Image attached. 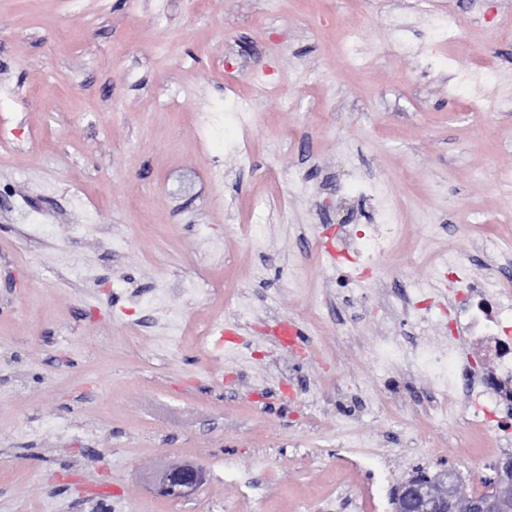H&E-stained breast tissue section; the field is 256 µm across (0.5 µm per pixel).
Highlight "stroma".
Segmentation results:
<instances>
[{"instance_id": "1", "label": "stroma", "mask_w": 512, "mask_h": 512, "mask_svg": "<svg viewBox=\"0 0 512 512\" xmlns=\"http://www.w3.org/2000/svg\"><path fill=\"white\" fill-rule=\"evenodd\" d=\"M450 10L512 97V0H0V512H391L416 468L491 476L375 366L385 312L327 251L374 184L380 278L444 315L437 255L483 274L477 235L512 238V112L473 110ZM173 460L222 480L159 495Z\"/></svg>"}]
</instances>
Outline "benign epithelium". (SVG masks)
<instances>
[{"mask_svg":"<svg viewBox=\"0 0 512 512\" xmlns=\"http://www.w3.org/2000/svg\"><path fill=\"white\" fill-rule=\"evenodd\" d=\"M497 493L492 497H479L468 492L467 486L458 481L447 483L442 470L430 480L412 475L396 488L394 512H504L512 502V458L492 466ZM205 480L201 464L172 462L158 472L157 487L169 497H184Z\"/></svg>","mask_w":512,"mask_h":512,"instance_id":"7a95c632","label":"benign epithelium"}]
</instances>
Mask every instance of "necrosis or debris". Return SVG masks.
Masks as SVG:
<instances>
[{
    "mask_svg": "<svg viewBox=\"0 0 512 512\" xmlns=\"http://www.w3.org/2000/svg\"><path fill=\"white\" fill-rule=\"evenodd\" d=\"M401 235L397 224H372L367 232L357 225L339 226L336 254L354 269H377L392 253ZM494 263L498 289L488 299L479 279H468L454 293V316L448 323V341L437 352L415 349L412 364L429 378L434 390L433 411L460 410L465 425L493 429L497 440L512 438V272L499 261L498 241L480 243Z\"/></svg>",
    "mask_w": 512,
    "mask_h": 512,
    "instance_id": "1",
    "label": "necrosis or debris"
}]
</instances>
